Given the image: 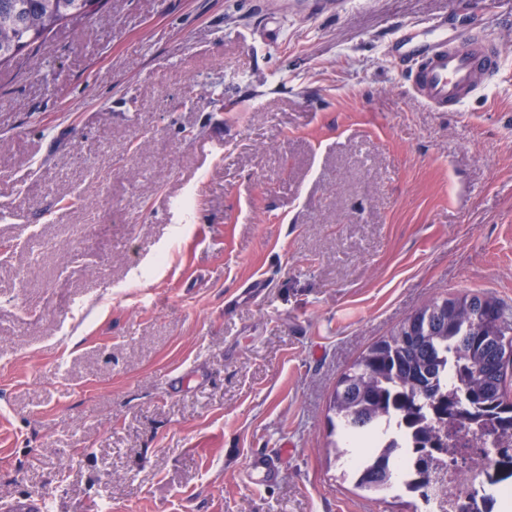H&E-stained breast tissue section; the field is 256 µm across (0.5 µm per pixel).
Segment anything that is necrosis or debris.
<instances>
[{"instance_id": "necrosis-or-debris-1", "label": "necrosis or debris", "mask_w": 512, "mask_h": 512, "mask_svg": "<svg viewBox=\"0 0 512 512\" xmlns=\"http://www.w3.org/2000/svg\"><path fill=\"white\" fill-rule=\"evenodd\" d=\"M486 425L481 416L449 420L448 445L432 449L433 469L429 472L423 471L420 463L424 442L417 426L395 419L392 433L380 434L377 445L394 449L393 460L398 464L395 483L405 493L422 496L424 512H478L466 487L475 475L463 470L461 460L494 457L493 438L481 435Z\"/></svg>"}]
</instances>
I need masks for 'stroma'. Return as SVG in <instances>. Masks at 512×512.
Returning <instances> with one entry per match:
<instances>
[{
	"mask_svg": "<svg viewBox=\"0 0 512 512\" xmlns=\"http://www.w3.org/2000/svg\"><path fill=\"white\" fill-rule=\"evenodd\" d=\"M439 14L503 48L458 112L384 58ZM36 58L0 69V502L410 512L337 480L328 404L430 301L512 310V0H106ZM288 448H281L276 455H255L248 464V477L255 486H265L271 483L278 474V457L287 453Z\"/></svg>",
	"mask_w": 512,
	"mask_h": 512,
	"instance_id": "35a3bbf8",
	"label": "stroma"
}]
</instances>
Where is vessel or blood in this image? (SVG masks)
<instances>
[{
  "label": "vessel or blood",
  "instance_id": "vessel-or-blood-1",
  "mask_svg": "<svg viewBox=\"0 0 512 512\" xmlns=\"http://www.w3.org/2000/svg\"><path fill=\"white\" fill-rule=\"evenodd\" d=\"M431 29L432 38L422 43L398 29L392 42L395 63L416 59L418 66L410 74L412 96L432 110L456 112L499 74L502 52L486 29L449 28L444 15L433 20ZM277 474V456L251 457L248 477L253 485H267Z\"/></svg>",
  "mask_w": 512,
  "mask_h": 512
}]
</instances>
